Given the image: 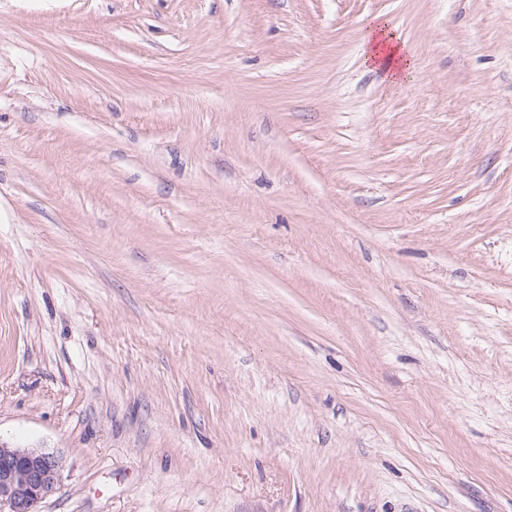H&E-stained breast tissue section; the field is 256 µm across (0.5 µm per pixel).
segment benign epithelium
I'll use <instances>...</instances> for the list:
<instances>
[{
	"label": "benign epithelium",
	"mask_w": 512,
	"mask_h": 512,
	"mask_svg": "<svg viewBox=\"0 0 512 512\" xmlns=\"http://www.w3.org/2000/svg\"><path fill=\"white\" fill-rule=\"evenodd\" d=\"M60 467L52 452L0 443V506L34 512L33 506L55 491Z\"/></svg>",
	"instance_id": "benign-epithelium-1"
}]
</instances>
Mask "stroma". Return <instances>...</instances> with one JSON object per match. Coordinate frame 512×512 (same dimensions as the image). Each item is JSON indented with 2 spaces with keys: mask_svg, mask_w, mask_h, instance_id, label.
<instances>
[{
  "mask_svg": "<svg viewBox=\"0 0 512 512\" xmlns=\"http://www.w3.org/2000/svg\"><path fill=\"white\" fill-rule=\"evenodd\" d=\"M0 442L37 512H512V0H0ZM364 56L367 63L381 68L392 80H402L414 69L415 62L389 25L376 20L364 36ZM61 467L53 452L13 448L0 442V509L35 512L33 506L52 494Z\"/></svg>",
  "mask_w": 512,
  "mask_h": 512,
  "instance_id": "stroma-1",
  "label": "stroma"
}]
</instances>
